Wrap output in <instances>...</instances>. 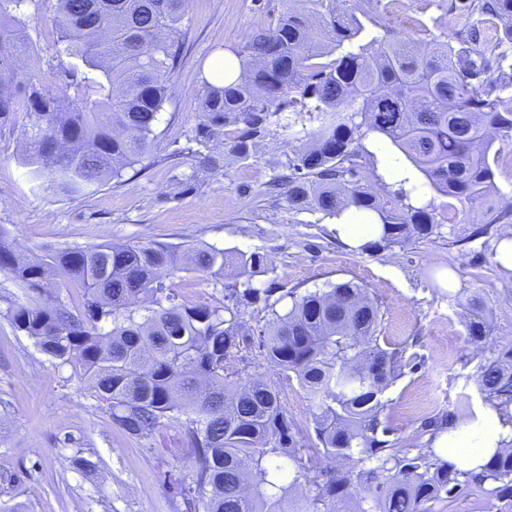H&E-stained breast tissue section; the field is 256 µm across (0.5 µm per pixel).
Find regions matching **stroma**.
<instances>
[{
	"mask_svg": "<svg viewBox=\"0 0 512 512\" xmlns=\"http://www.w3.org/2000/svg\"><path fill=\"white\" fill-rule=\"evenodd\" d=\"M452 0H371L363 24L374 35L407 34L417 43L456 42L462 28ZM289 0H192L182 61L171 77L172 94L161 115L158 139L141 164L120 182L63 195L39 186L21 160L26 113L0 123V227L25 255L42 247L160 241L213 246L227 252L260 251L273 260L260 283L299 291L353 280L385 311L382 336L416 356L384 395L402 442L429 447L420 431L425 416L469 420L487 400L478 367L495 350L512 345V271L495 258L502 225L491 213L512 204V131H495L490 160L494 190L471 207L427 189L425 203L436 226L425 238L364 252L338 241L333 220L294 210L267 185L292 156L287 131L271 126L254 158L223 160L201 174L194 189L183 180L196 167L190 151L195 109L214 55L233 53L259 27L276 22ZM54 14L32 0L26 23L37 53L22 69L44 88L63 93L54 46ZM181 155H174V148ZM454 269L458 285L443 287L440 271ZM480 298L491 335L485 348L470 345L464 305ZM182 431L173 426L155 438L127 436L100 409L71 367H56L34 344L0 319V512H186L163 481L182 466ZM427 512H512L473 487L457 499L432 502Z\"/></svg>",
	"mask_w": 512,
	"mask_h": 512,
	"instance_id": "1",
	"label": "stroma"
}]
</instances>
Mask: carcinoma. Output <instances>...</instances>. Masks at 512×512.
I'll return each mask as SVG.
<instances>
[{
    "instance_id": "carcinoma-1",
    "label": "carcinoma",
    "mask_w": 512,
    "mask_h": 512,
    "mask_svg": "<svg viewBox=\"0 0 512 512\" xmlns=\"http://www.w3.org/2000/svg\"><path fill=\"white\" fill-rule=\"evenodd\" d=\"M30 2L0 0V121L26 113L24 163L54 192L73 195L121 179L156 141L181 63L188 0H55L57 54L70 59L65 74L82 75L74 94L62 96L18 65V54L35 53ZM293 2L236 52L235 81H204L191 137L198 169L186 190L198 171L218 166L205 149L227 128L236 136L224 140V154L247 160L275 124L297 147L274 186L297 210L377 214L383 235L376 247L433 233L432 214L407 203L427 185L462 204L484 201L493 188L487 131L512 130L494 78L512 71V0H459L454 9L470 46L442 42L426 50L405 36L364 39L360 17L371 13L370 0H352L344 11L336 0ZM496 20L502 30L488 41L485 28ZM371 135L388 140L425 181L399 182L391 201L364 187L360 145ZM271 267L259 251L156 241L45 247L23 258L0 230V273L23 292L4 299L0 318L56 364L71 366L129 436L147 439L179 424L188 463L165 479L191 509L281 512L303 481L314 487L312 512H329L355 486L371 501L360 512H422L487 482L512 504L511 447L473 474L393 437L383 395L415 357L380 342L381 304L367 289L351 280L303 294L293 288L285 293L290 308L280 313L274 288L244 278ZM180 271L221 286L223 300L180 302L166 284ZM62 287L77 289L79 302ZM250 305L271 312L256 332L241 318ZM467 306L468 339L484 345L487 312L476 298ZM254 347L312 403L314 447H304L288 421L278 388L242 376ZM478 377L512 424V347L480 364ZM319 456L351 467L319 470Z\"/></svg>"
}]
</instances>
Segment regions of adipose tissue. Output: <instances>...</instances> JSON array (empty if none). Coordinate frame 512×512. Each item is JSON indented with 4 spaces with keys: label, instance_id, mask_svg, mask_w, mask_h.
I'll return each mask as SVG.
<instances>
[{
    "label": "adipose tissue",
    "instance_id": "adipose-tissue-1",
    "mask_svg": "<svg viewBox=\"0 0 512 512\" xmlns=\"http://www.w3.org/2000/svg\"><path fill=\"white\" fill-rule=\"evenodd\" d=\"M337 239L351 248L378 241L383 229L376 214L347 210L334 226ZM512 439V426L504 424L496 407H480L473 419L442 432L434 446L458 470L479 472L489 457L505 441Z\"/></svg>",
    "mask_w": 512,
    "mask_h": 512
}]
</instances>
